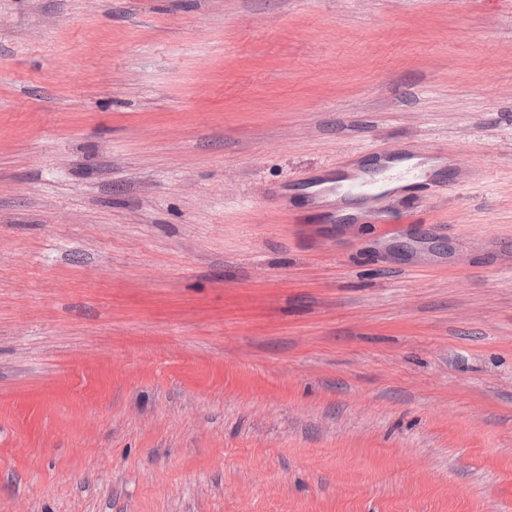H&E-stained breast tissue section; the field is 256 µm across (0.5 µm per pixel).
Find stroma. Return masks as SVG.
I'll return each mask as SVG.
<instances>
[{"label": "stroma", "instance_id": "stroma-1", "mask_svg": "<svg viewBox=\"0 0 512 512\" xmlns=\"http://www.w3.org/2000/svg\"><path fill=\"white\" fill-rule=\"evenodd\" d=\"M0 512H512V10L0 0ZM402 151L408 155L405 160H410V164L400 174L401 177L406 178H421L422 176L428 175L427 169L425 168L426 163L445 164L448 161V154L446 151L424 148V147H407ZM328 167L329 168H327V174L320 179L328 178L329 176H332L334 171L335 174L337 171L339 177L341 178L340 181H343V184H338L336 186V177L335 181L333 177L324 181H318L319 179H317L311 182L309 188L315 202H322L324 197L332 195L339 185H341L340 188L344 198L346 199L357 200L359 202H369L373 201L374 198L377 197V194L374 191L376 183L368 177L367 170L358 172L348 169H341L344 166H340L339 163L329 164ZM330 183H332V185H327Z\"/></svg>", "mask_w": 512, "mask_h": 512}]
</instances>
